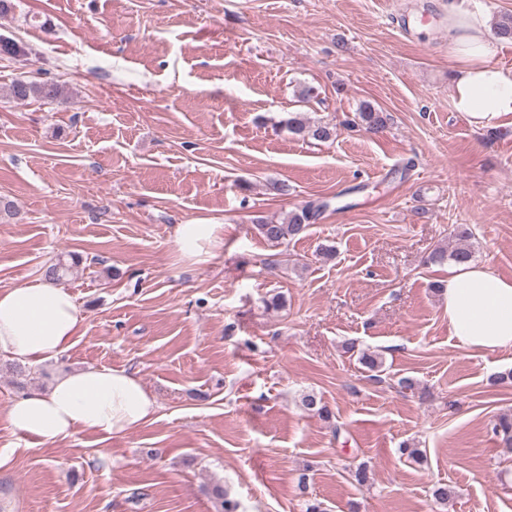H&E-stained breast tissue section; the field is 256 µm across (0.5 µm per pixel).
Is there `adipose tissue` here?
Wrapping results in <instances>:
<instances>
[{"mask_svg": "<svg viewBox=\"0 0 512 512\" xmlns=\"http://www.w3.org/2000/svg\"><path fill=\"white\" fill-rule=\"evenodd\" d=\"M448 46L456 61L453 107L474 128L493 131L512 113V69L497 64L504 40L492 20L470 0H445ZM224 235L220 224H181L175 246L181 257L206 263ZM442 296L448 330L459 347L495 352L512 350V279L477 262L448 267ZM86 316L60 286L35 278L0 290V354L25 365L56 358L79 335ZM155 396L123 369L87 367L59 372L49 390L17 396L7 419L15 433L37 445L78 432L107 437L130 433L152 421Z\"/></svg>", "mask_w": 512, "mask_h": 512, "instance_id": "ef3b65f1", "label": "adipose tissue"}]
</instances>
